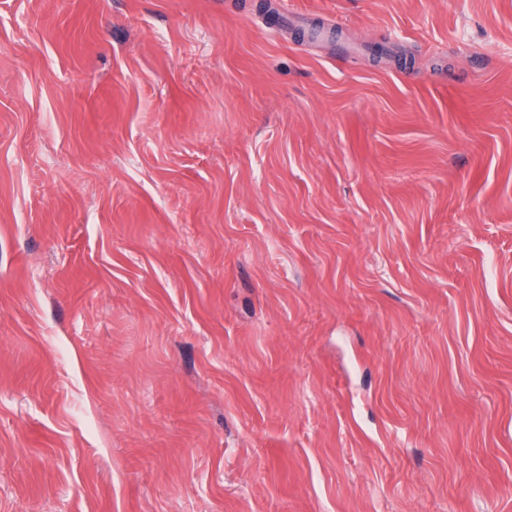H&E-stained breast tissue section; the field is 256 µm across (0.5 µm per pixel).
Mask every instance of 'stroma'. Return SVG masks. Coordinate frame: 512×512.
<instances>
[{
  "mask_svg": "<svg viewBox=\"0 0 512 512\" xmlns=\"http://www.w3.org/2000/svg\"><path fill=\"white\" fill-rule=\"evenodd\" d=\"M0 512H512V0H0Z\"/></svg>",
  "mask_w": 512,
  "mask_h": 512,
  "instance_id": "35a3bbf8",
  "label": "stroma"
}]
</instances>
